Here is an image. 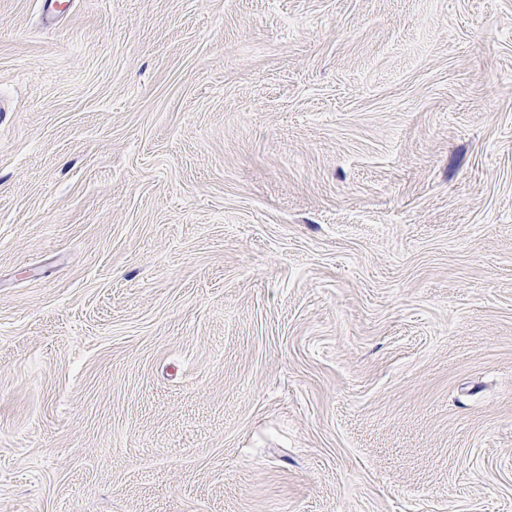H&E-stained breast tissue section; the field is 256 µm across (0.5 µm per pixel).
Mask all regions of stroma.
I'll return each mask as SVG.
<instances>
[{"label":"stroma","mask_w":512,"mask_h":512,"mask_svg":"<svg viewBox=\"0 0 512 512\" xmlns=\"http://www.w3.org/2000/svg\"><path fill=\"white\" fill-rule=\"evenodd\" d=\"M0 512H512V0H0Z\"/></svg>","instance_id":"1"}]
</instances>
